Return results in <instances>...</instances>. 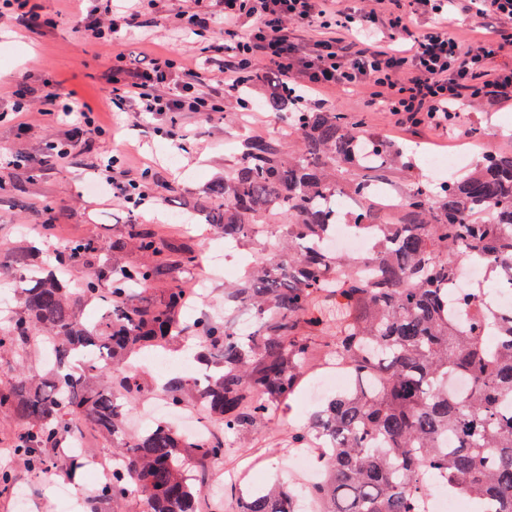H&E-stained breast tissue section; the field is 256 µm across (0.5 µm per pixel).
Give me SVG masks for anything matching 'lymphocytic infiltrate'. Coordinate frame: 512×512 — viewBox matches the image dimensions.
Masks as SVG:
<instances>
[{"label":"lymphocytic infiltrate","instance_id":"lymphocytic-infiltrate-1","mask_svg":"<svg viewBox=\"0 0 512 512\" xmlns=\"http://www.w3.org/2000/svg\"><path fill=\"white\" fill-rule=\"evenodd\" d=\"M224 37L210 44L211 65L222 76L221 88H204L196 69L183 63L184 51L169 50L142 68L111 64L103 73L108 99L122 112L171 116L181 112H220L225 101L252 113L243 88L255 67L276 72L299 104L325 106L336 89L359 90L370 104L389 113L395 126L412 131L460 130L461 108L479 103L512 106V68L493 67L489 44L462 43L448 25L452 11L512 24V0H219ZM139 5L115 16L112 0H97L75 24L83 36L111 43L125 26L137 24ZM322 31L307 40L303 31ZM43 115H64L71 122L52 142L47 160L63 161L78 141L104 127L97 113L74 97L55 93L50 83L37 89ZM119 156L108 157L105 186L117 198L140 207L149 193L121 170Z\"/></svg>","mask_w":512,"mask_h":512}]
</instances>
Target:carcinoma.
Here are the masks:
<instances>
[{
  "mask_svg": "<svg viewBox=\"0 0 512 512\" xmlns=\"http://www.w3.org/2000/svg\"><path fill=\"white\" fill-rule=\"evenodd\" d=\"M248 82L271 87L264 106L292 129L293 145L244 139L197 212L225 239L266 251L245 268L244 284L224 287V306H249L254 328L241 335L210 318L181 323L179 273L199 255L145 224H128L109 246L142 261L106 263L77 290L18 252L11 275L20 311L0 329V350L19 356L41 336L56 367L37 383L20 373L0 388V412L22 423L12 448L30 470L54 473L47 450L90 429L112 439L113 453L112 479L88 500L118 504L134 495L142 512H198L226 435L267 427L297 392L314 339L326 331L317 303L331 292L350 311L334 338L354 383L325 401L310 431L293 435L296 448L311 432L322 442L328 473L310 492L324 512H420L426 470L483 512H512V311L477 294L465 317L448 296L456 269L481 254L492 259L491 278L505 273L512 284V149L485 152L473 171L435 190L410 182L392 205L378 187L392 190L407 167L405 149L370 135L366 113L293 112L290 92L270 74L256 71ZM341 222L360 233L375 227L365 256L326 248ZM98 252L73 239L64 257ZM163 280L175 285L160 300L133 299L136 288ZM102 281L111 284L106 295ZM82 298L99 301L97 321L85 317ZM192 333L218 354L219 372L203 387L177 379L164 391L177 404L203 399L218 431L191 439L157 422L127 436L116 396L133 404L142 390L130 357L179 347ZM451 376L469 381L466 396L448 389ZM295 495L274 485L244 498L243 512H297Z\"/></svg>",
  "mask_w": 512,
  "mask_h": 512,
  "instance_id": "obj_1",
  "label": "carcinoma"
}]
</instances>
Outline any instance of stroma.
<instances>
[{
    "mask_svg": "<svg viewBox=\"0 0 512 512\" xmlns=\"http://www.w3.org/2000/svg\"><path fill=\"white\" fill-rule=\"evenodd\" d=\"M41 16L51 19V26L33 32L14 23L0 28V98L10 99L21 76L33 72L36 78L50 79L63 92L88 103L107 117L109 131L91 145L77 146L69 161L45 162L47 145L62 134L54 117L33 122L26 131H18L12 117L0 119V292L9 290L7 267L14 252H25L39 246L41 260L56 267V256L67 241L84 238L95 241L100 251L96 264L106 263V246L112 238L122 235L130 221L148 225L165 239L182 242L186 237L178 213H185L204 197L206 187L223 178L224 165L230 162L240 141L253 135L285 136L286 128L276 113L262 110L258 120L225 121L223 114L208 116L184 112L176 121L157 116L147 118L139 127L133 126L127 114L109 111L106 92L100 74L109 53L124 54L137 63L168 49L184 46L200 51L206 39L187 37L173 24V16L182 10L195 9L194 0H161L158 9L143 16L142 26L122 27L113 46L83 38L74 29L73 18L81 9L80 0H40ZM369 126L377 136L394 139L417 149L408 178L429 176L425 158L429 155L469 153L468 139L453 140L442 131H427L415 136L392 129L386 113L369 109ZM460 123L463 128L480 127L487 148L512 145V107L484 111L465 108ZM177 128L178 138H171L170 128ZM126 151V168L132 178L142 179L155 197L138 210L132 211L115 199L104 197L101 189H88L95 179L97 165L117 151ZM53 206L54 220L59 227L56 237L45 239L36 231L43 223L45 206ZM202 253V268L182 273L185 285L196 287L205 283V294L195 296L186 322L225 312L235 317V310L224 307V284L238 280L244 273L247 257L253 255L250 245L228 252L224 239L213 230L194 235ZM51 367L40 342H33L24 361H17L7 351H0V386L8 385L16 370L32 379L46 376ZM317 403L294 396L287 409L277 413L271 431L246 433L230 437L231 451L207 472L211 497L223 498L224 475L257 463L265 483H290L288 453L285 449L288 433L305 427ZM19 425L11 418L0 416V471H10L15 489L0 496V512H15V490L26 493L29 512H69L55 496L57 485L67 482L64 475L42 478L30 473L25 460L10 449L8 442ZM86 442L99 455L101 470L79 469L73 490L88 489L93 478H107L112 464V442L95 433H87Z\"/></svg>",
    "mask_w": 512,
    "mask_h": 512,
    "instance_id": "35a3bbf8",
    "label": "stroma"
}]
</instances>
